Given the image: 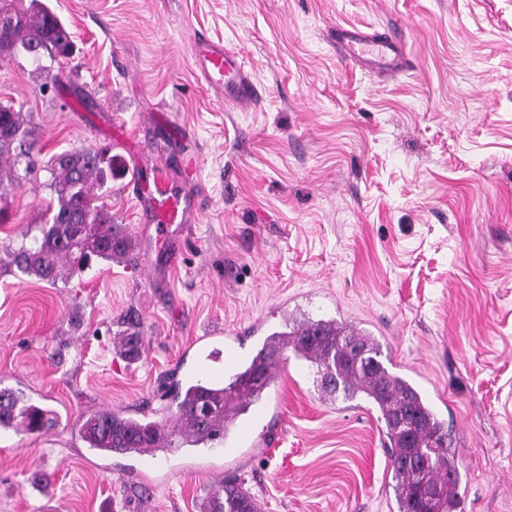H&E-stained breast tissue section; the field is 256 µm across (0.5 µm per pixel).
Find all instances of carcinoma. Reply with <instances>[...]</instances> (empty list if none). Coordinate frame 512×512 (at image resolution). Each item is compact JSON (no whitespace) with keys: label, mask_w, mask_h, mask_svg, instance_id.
I'll list each match as a JSON object with an SVG mask.
<instances>
[{"label":"carcinoma","mask_w":512,"mask_h":512,"mask_svg":"<svg viewBox=\"0 0 512 512\" xmlns=\"http://www.w3.org/2000/svg\"><path fill=\"white\" fill-rule=\"evenodd\" d=\"M2 45L9 49L8 56H26L38 63L44 57L52 61L69 57L73 40L55 12L42 0H30L26 9L15 12V21L0 26ZM32 150L24 113L0 103V157L10 159L8 168L0 167V197L20 186L16 165L23 162L25 173L33 172ZM45 168L56 205L47 222L36 226L29 245L10 254V264L27 277L54 284L83 273L94 262L124 257L132 249V239L112 222V211L97 194L118 172L109 149L63 150L52 155ZM118 347L134 360L140 355L141 337L136 331L123 333ZM357 347L365 356L358 357ZM279 350L316 368V386L322 394L333 397L341 392L348 399H365L375 408L384 425L399 512H419L427 488L435 490L432 512H457L455 449L428 399L410 380L385 366L374 336L335 319L307 317L272 333L227 384L211 386L198 379L178 385L174 401L181 425L176 434L182 443L197 446L224 440L235 419L274 386L273 365L280 360ZM205 405L209 411L203 415L200 408ZM52 424L50 411L12 389H0V428L38 434ZM79 434L87 447L104 454L153 455L175 444L173 433L159 423L112 410L86 413ZM261 509L243 484L229 479L212 490L203 512Z\"/></svg>","instance_id":"1"}]
</instances>
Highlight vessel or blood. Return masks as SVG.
Here are the masks:
<instances>
[{"label": "vessel or blood", "mask_w": 512, "mask_h": 512, "mask_svg": "<svg viewBox=\"0 0 512 512\" xmlns=\"http://www.w3.org/2000/svg\"><path fill=\"white\" fill-rule=\"evenodd\" d=\"M336 51L352 64L372 63L377 69L394 71L406 64L401 36L397 29L368 32L356 26H337ZM195 67L211 88L223 92L230 104L246 103L260 96L238 52L207 36H198L193 57ZM188 205L179 195L162 193L156 206L159 224L184 223Z\"/></svg>", "instance_id": "obj_1"}]
</instances>
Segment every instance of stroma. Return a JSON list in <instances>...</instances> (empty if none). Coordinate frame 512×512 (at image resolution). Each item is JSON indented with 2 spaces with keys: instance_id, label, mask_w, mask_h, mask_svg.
Returning <instances> with one entry per match:
<instances>
[{
  "instance_id": "stroma-1",
  "label": "stroma",
  "mask_w": 512,
  "mask_h": 512,
  "mask_svg": "<svg viewBox=\"0 0 512 512\" xmlns=\"http://www.w3.org/2000/svg\"><path fill=\"white\" fill-rule=\"evenodd\" d=\"M74 54L0 60V102L38 160L110 146L103 200L131 252L50 285L8 250L45 223L37 170L0 198V388L53 412L0 431V512H201L237 476L262 512H398L383 426L324 401L281 360L245 435L143 466L87 448L79 419L122 410L171 429L166 390L217 333L249 361L305 312L370 332L444 421L458 512H512V0H45ZM398 27L412 68L342 64L335 29ZM205 34L240 52L261 98L225 104L191 59ZM190 204L158 235L159 183ZM138 327L139 359L113 339Z\"/></svg>"
}]
</instances>
